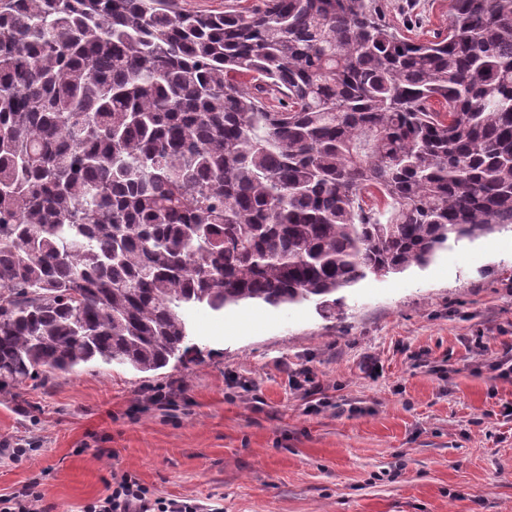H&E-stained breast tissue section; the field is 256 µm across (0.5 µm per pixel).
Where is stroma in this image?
Listing matches in <instances>:
<instances>
[{"label":"stroma","mask_w":512,"mask_h":512,"mask_svg":"<svg viewBox=\"0 0 512 512\" xmlns=\"http://www.w3.org/2000/svg\"><path fill=\"white\" fill-rule=\"evenodd\" d=\"M408 38L450 0H379ZM314 305L191 311L192 362L78 369L0 393V494L42 476L53 512H84L115 474L221 512H512V232L449 243L427 267ZM481 338L484 349L470 350ZM312 370L319 411L291 386ZM31 447L13 458L9 448Z\"/></svg>","instance_id":"35a3bbf8"}]
</instances>
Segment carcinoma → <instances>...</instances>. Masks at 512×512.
Returning <instances> with one entry per match:
<instances>
[{
  "label": "carcinoma",
  "instance_id": "1",
  "mask_svg": "<svg viewBox=\"0 0 512 512\" xmlns=\"http://www.w3.org/2000/svg\"><path fill=\"white\" fill-rule=\"evenodd\" d=\"M451 3L414 41L375 0H0V392L512 230V0ZM259 1L260 0H178V6L190 12L221 13L224 12V10L239 9L243 5L259 4Z\"/></svg>",
  "mask_w": 512,
  "mask_h": 512
}]
</instances>
